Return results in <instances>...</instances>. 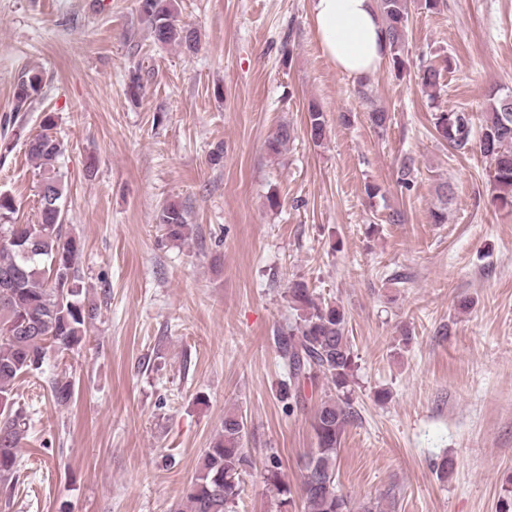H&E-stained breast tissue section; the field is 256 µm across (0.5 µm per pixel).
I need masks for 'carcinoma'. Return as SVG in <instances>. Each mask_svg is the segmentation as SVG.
I'll return each mask as SVG.
<instances>
[{
    "label": "carcinoma",
    "instance_id": "obj_1",
    "mask_svg": "<svg viewBox=\"0 0 512 512\" xmlns=\"http://www.w3.org/2000/svg\"><path fill=\"white\" fill-rule=\"evenodd\" d=\"M151 11L142 14L155 40L164 45L196 49L197 36L178 18L173 0H151ZM390 45L392 67L402 72L406 62L401 51L408 26V0H377ZM422 87L436 92L441 71L432 65L418 69ZM40 72L30 71L14 89L16 109L32 103L41 93ZM490 112L479 130H474L467 112L441 111L434 114L439 137L458 152L476 145L489 160L490 177L496 191L494 201L512 210V94L493 89L489 93ZM391 117L386 110L370 104L368 121L383 131ZM55 116L43 119L41 133L28 139L30 159L43 169L40 217L35 224H14V198L0 193V272L11 271L15 279L0 283V483L13 480L20 466V448L26 438L28 416L15 407L13 386L22 376L39 373L48 350L73 351L82 343L96 319L97 307L83 296L78 266L80 241L64 232L61 179L55 162L62 153L60 140L53 135ZM307 132L315 144L327 135L324 113L312 106L308 111ZM288 126L281 125L268 139L272 155L281 154L288 144ZM159 224L171 241H182L190 234L185 210L169 203L162 208ZM295 323L281 328L275 343L288 365V381L281 384L279 396L288 408L303 402L306 384L324 379L327 390L317 405L312 428L316 448L305 462L297 487L285 481L277 457L266 469L267 485L275 491L278 512H290L295 498L304 502L305 512H384L380 503L354 505L336 488V459L341 438L358 413L352 398L351 381L355 359L347 336V315L333 301L318 297L308 284L295 281L288 288ZM53 400L64 405L74 394L72 381L50 382ZM246 425L236 412L224 415L222 433L200 457L196 475L187 485L176 512H236L243 477L253 462L245 451Z\"/></svg>",
    "mask_w": 512,
    "mask_h": 512
}]
</instances>
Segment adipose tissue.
Segmentation results:
<instances>
[{"instance_id":"obj_1","label":"adipose tissue","mask_w":512,"mask_h":512,"mask_svg":"<svg viewBox=\"0 0 512 512\" xmlns=\"http://www.w3.org/2000/svg\"><path fill=\"white\" fill-rule=\"evenodd\" d=\"M310 15L323 55L353 83L369 79L388 57L376 0H311Z\"/></svg>"}]
</instances>
